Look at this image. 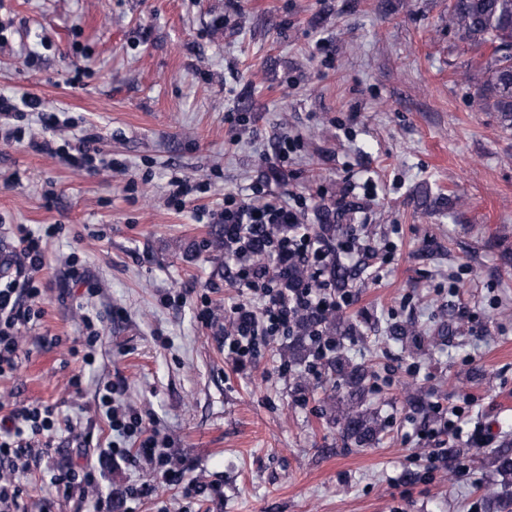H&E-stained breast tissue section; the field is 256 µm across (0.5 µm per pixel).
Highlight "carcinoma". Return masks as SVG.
I'll return each instance as SVG.
<instances>
[{
  "instance_id": "obj_1",
  "label": "carcinoma",
  "mask_w": 512,
  "mask_h": 512,
  "mask_svg": "<svg viewBox=\"0 0 512 512\" xmlns=\"http://www.w3.org/2000/svg\"><path fill=\"white\" fill-rule=\"evenodd\" d=\"M448 25L458 38L488 50V57L479 63L482 80L477 84L475 99L479 109L496 112L507 129H512V0H448ZM325 273L338 289L348 286L350 270L332 260ZM299 339L288 347V358L296 359L304 351L303 341L320 328L336 336H352L357 325L342 315L315 314L304 311L295 320ZM387 339L401 344L415 354L426 348L423 332L413 326H395ZM334 394L328 396L332 423L343 440L357 447H369L377 442L385 428L376 411L366 406L370 380L374 372L365 363L352 362L341 350L324 363ZM488 464L501 477L504 488L486 491L483 495L485 512H512V493L506 485L512 479V441H503L492 449Z\"/></svg>"
}]
</instances>
